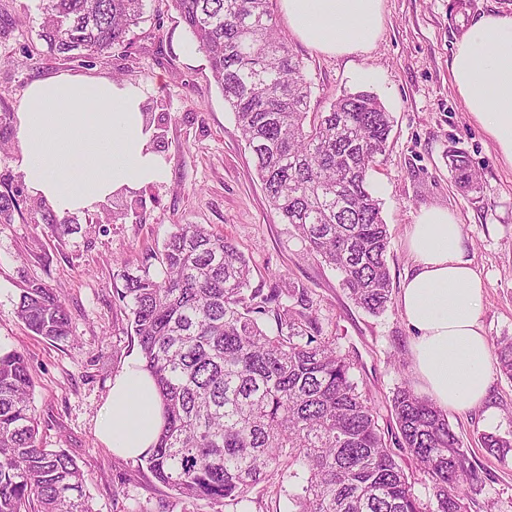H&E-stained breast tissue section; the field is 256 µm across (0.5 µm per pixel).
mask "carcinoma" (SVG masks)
Returning <instances> with one entry per match:
<instances>
[{
	"instance_id": "1",
	"label": "carcinoma",
	"mask_w": 512,
	"mask_h": 512,
	"mask_svg": "<svg viewBox=\"0 0 512 512\" xmlns=\"http://www.w3.org/2000/svg\"><path fill=\"white\" fill-rule=\"evenodd\" d=\"M235 114L271 210L305 248L335 269L351 300L371 315L392 302L390 234L370 172L385 154L391 114L367 91L309 111L303 62L273 20V0H172ZM145 0H37L38 33L59 55L88 62L125 44ZM463 188L476 181L466 156L448 151ZM23 189L0 193V215ZM228 238L180 224L165 241L161 270L122 267L123 334L137 341L164 410L157 445L141 457L186 499L235 508L254 487H289L294 512H468L482 479L469 448L428 397L405 380L393 392L388 443L380 409L359 388L350 353L322 335L306 288L263 294ZM16 313L35 334L71 337L66 307L40 283L23 289ZM274 321L270 331L265 321ZM512 380V337L492 350ZM26 356L0 350V512H92L85 475L62 449L43 448ZM506 457L512 440L480 434ZM396 448H391V445ZM432 484L433 501L413 492L396 452Z\"/></svg>"
}]
</instances>
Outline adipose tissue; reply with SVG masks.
I'll list each match as a JSON object with an SVG mask.
<instances>
[{"label": "adipose tissue", "instance_id": "1", "mask_svg": "<svg viewBox=\"0 0 512 512\" xmlns=\"http://www.w3.org/2000/svg\"><path fill=\"white\" fill-rule=\"evenodd\" d=\"M296 36L329 55L369 52L384 0H280ZM451 75L466 112L512 168V11L491 12L455 44ZM133 85L60 74L32 82L16 114V164L27 191L62 213L92 211L113 196L161 181L162 156ZM404 244L411 263L398 293L413 328V372L442 412L481 408L491 352L480 323L485 285L461 227L442 208L422 210ZM163 424L157 389L141 362L113 381L97 425L113 452L138 457Z\"/></svg>", "mask_w": 512, "mask_h": 512}]
</instances>
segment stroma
Returning a JSON list of instances; mask_svg holds the SVG:
<instances>
[{
    "mask_svg": "<svg viewBox=\"0 0 512 512\" xmlns=\"http://www.w3.org/2000/svg\"><path fill=\"white\" fill-rule=\"evenodd\" d=\"M35 0H0V114L18 112L29 84L60 73L106 77L139 88L163 154L161 182L75 213L58 231L52 206L22 195L0 220V347L23 352L34 380L32 404L42 447L67 451L85 473L93 512H228L208 499L187 500L157 481L144 463L116 455L97 435L112 379L139 355L123 335L118 306L120 266L158 264L162 246L179 224H203L231 238L248 260L255 288L296 285L311 291L324 335L351 352L360 387L390 397L412 370L414 336L397 304L372 316L341 288L335 270L307 253L289 225L271 211L235 117L171 0H146L127 45L83 63L48 52L38 37ZM512 0H384V20L372 50L327 55L292 35L284 14L276 24L302 59L311 83L310 109L327 111L343 93L373 92L393 118L388 148L370 178L381 203L391 247L392 286L410 267L404 246L421 210L439 207L459 221L468 255L485 283L480 316L489 342L512 336V168L504 166L481 128L464 111L453 87L451 57L461 34L481 15ZM464 152L478 175L463 190L448 165L449 150ZM127 217L113 223L114 210ZM51 288L72 317V336L52 342L17 317L21 291ZM483 478L469 512H512V452L490 454L482 432L512 437V381L491 375L490 399L480 409L449 414Z\"/></svg>",
    "mask_w": 512,
    "mask_h": 512,
    "instance_id": "1",
    "label": "stroma"
}]
</instances>
